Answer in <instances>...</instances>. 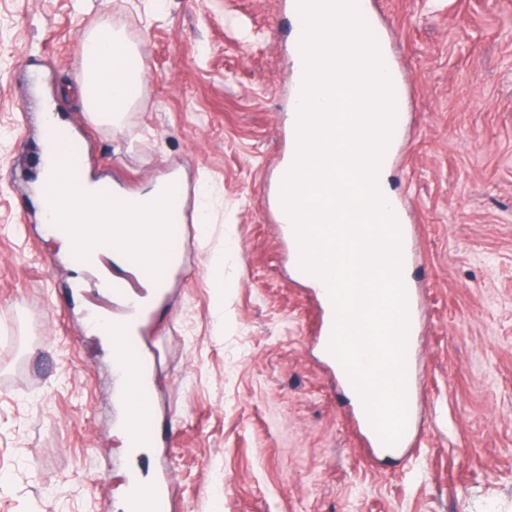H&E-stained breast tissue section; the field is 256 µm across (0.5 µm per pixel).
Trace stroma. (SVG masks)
<instances>
[{
  "label": "stroma",
  "mask_w": 512,
  "mask_h": 512,
  "mask_svg": "<svg viewBox=\"0 0 512 512\" xmlns=\"http://www.w3.org/2000/svg\"><path fill=\"white\" fill-rule=\"evenodd\" d=\"M409 93L385 181L406 214L417 412L405 456L371 447L322 354L319 293L276 211L292 150L289 0H0V512H119L125 475L167 466L174 512H512V0H369ZM134 48L120 125L91 121L83 41ZM94 180L205 186V223L164 268L145 401L166 440L130 462L110 345L124 309L42 229L39 114Z\"/></svg>",
  "instance_id": "35a3bbf8"
}]
</instances>
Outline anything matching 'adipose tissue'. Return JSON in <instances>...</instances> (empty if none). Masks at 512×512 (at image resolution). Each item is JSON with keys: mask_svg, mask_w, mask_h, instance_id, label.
Listing matches in <instances>:
<instances>
[{"mask_svg": "<svg viewBox=\"0 0 512 512\" xmlns=\"http://www.w3.org/2000/svg\"><path fill=\"white\" fill-rule=\"evenodd\" d=\"M132 55L130 44L112 28H100L85 38L78 67L81 103L97 122L119 123L128 109Z\"/></svg>", "mask_w": 512, "mask_h": 512, "instance_id": "ef3b65f1", "label": "adipose tissue"}]
</instances>
